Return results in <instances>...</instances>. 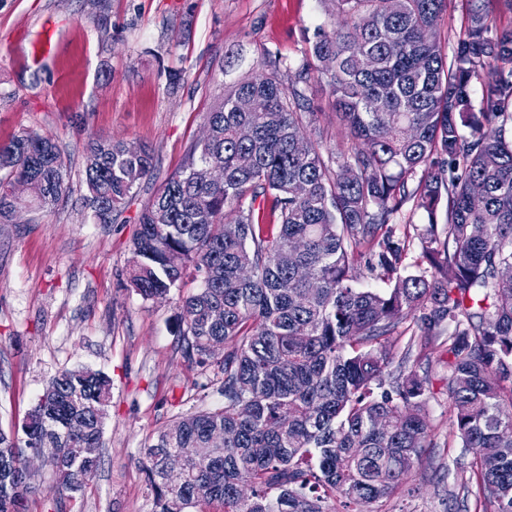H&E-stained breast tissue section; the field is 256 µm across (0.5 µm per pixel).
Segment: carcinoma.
I'll use <instances>...</instances> for the list:
<instances>
[{"instance_id": "cac0c4a2", "label": "carcinoma", "mask_w": 512, "mask_h": 512, "mask_svg": "<svg viewBox=\"0 0 512 512\" xmlns=\"http://www.w3.org/2000/svg\"><path fill=\"white\" fill-rule=\"evenodd\" d=\"M489 2L467 0L449 55L435 35L447 0H331L336 28L315 29L291 84L271 61L225 92L206 115L210 139L143 206L130 287L162 299L194 271L176 333L188 362L216 363L224 395V406L156 432L152 512L215 501L222 512H335L338 497L352 512H384L431 446L429 387L406 371L413 347L445 333L456 463L492 512H512V280L498 275L512 266V27L490 24ZM315 77L352 140L328 156L308 132L301 86ZM242 94L253 111L236 108ZM242 127L251 139L238 138ZM84 159L86 203L103 221L154 171L148 147L130 153L110 138L89 139ZM30 180L43 187L39 210L69 194L49 137L0 144L1 224L21 205L13 184ZM409 202L427 223H398ZM360 264L392 287H356ZM111 395L105 373L64 370L21 426L0 431V512H27V439L59 489L83 490L99 464L85 449L103 446ZM216 431L222 448L209 447ZM173 451L185 469L168 473Z\"/></svg>"}]
</instances>
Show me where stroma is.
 Listing matches in <instances>:
<instances>
[{"label":"stroma","mask_w":512,"mask_h":512,"mask_svg":"<svg viewBox=\"0 0 512 512\" xmlns=\"http://www.w3.org/2000/svg\"><path fill=\"white\" fill-rule=\"evenodd\" d=\"M320 25L334 26L329 0H0V144L51 137L71 173L53 211L0 224V428L20 426L62 370L112 379L93 480L71 498L38 471L28 512H150L142 462L154 432L223 406L217 367L181 354L178 291L145 301L126 286L139 211L182 170L222 94L274 59L289 80ZM48 37L56 48L44 55ZM176 70L183 78L173 87ZM305 95L322 146L346 143L330 88L312 81ZM92 135L154 155L153 177L108 223L85 203L83 143ZM447 359L438 340L409 364L429 381L432 447L386 512H448L453 496L482 512L470 470L453 465Z\"/></svg>","instance_id":"1"}]
</instances>
